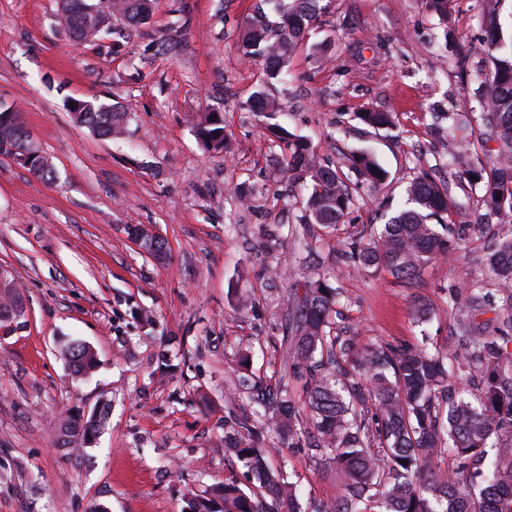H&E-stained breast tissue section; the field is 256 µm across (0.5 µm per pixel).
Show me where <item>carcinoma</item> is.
Masks as SVG:
<instances>
[{"instance_id":"cac0c4a2","label":"carcinoma","mask_w":512,"mask_h":512,"mask_svg":"<svg viewBox=\"0 0 512 512\" xmlns=\"http://www.w3.org/2000/svg\"><path fill=\"white\" fill-rule=\"evenodd\" d=\"M424 2L447 23L455 0ZM479 2L485 66L474 76L475 122L479 137L498 148L486 163L462 170L461 177L478 178L487 210L499 223L512 224V40L499 32L500 0ZM88 6L90 0H62L65 26L78 43L149 26L157 0H97L93 11ZM328 8L324 0H257L239 39L241 56L262 63L265 73L246 108L261 118L280 148L281 179L307 191L299 223L323 229L349 213L363 185L386 180L374 156L359 152L350 159L349 170L360 178L357 189H351L349 174L275 122L284 104L270 88L288 81L292 56ZM68 111L77 125L101 137L121 139L128 132V113L119 105L83 99ZM356 118L377 130L392 125L388 112H361ZM22 128L16 109L0 107V155L17 159L30 149L19 135ZM194 130L205 150L226 149L219 113L202 116ZM35 163L32 173L54 182L51 158L42 154ZM407 196L408 208L351 243V258L362 270H382L406 281L422 264L451 253L448 218L461 211V204L449 196L448 186L423 172L410 182ZM485 262L504 293L507 317L480 322L477 316L493 309L484 288L474 283L455 291L450 299L456 350L443 351L425 340L368 346L355 359L367 376L365 384L339 363L348 350L332 327L339 289L326 277L291 284L296 309L285 323L286 367L288 376L304 380V409L288 396H275L261 403L256 415L274 426L288 447L336 464V499L313 504L311 512H512V235L489 246ZM0 288V320L23 315L16 285L2 269ZM61 353L76 376L96 368V354L87 344L67 342ZM369 407L375 410L370 417L365 414ZM106 419L104 408L88 418L69 415L56 432L65 441L88 443ZM228 451L243 463L254 490L226 479L203 495L191 494L183 512H302L295 483L284 464H272L267 449L235 443ZM445 456L451 466L433 467Z\"/></svg>"}]
</instances>
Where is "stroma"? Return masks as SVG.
Returning a JSON list of instances; mask_svg holds the SVG:
<instances>
[{"label": "stroma", "mask_w": 512, "mask_h": 512, "mask_svg": "<svg viewBox=\"0 0 512 512\" xmlns=\"http://www.w3.org/2000/svg\"><path fill=\"white\" fill-rule=\"evenodd\" d=\"M255 3L159 0L150 27L78 45L59 0H0V106L19 110L57 169L48 184L0 156V270L24 308L0 331V512H182L189 492L245 482L227 450L235 440L286 458L301 504L334 499L333 465L255 422L236 372L245 351L250 381L267 393L287 384L291 279L331 275L341 289L336 332L354 348L425 333L454 345L449 292L482 279L491 240L479 227L497 221L482 189L448 165L449 124L471 130L459 104L472 88L456 61L473 68L482 58L478 0H458L450 42L423 0H332L293 56L287 83L273 89L286 105L281 124L320 148L334 134L336 161L366 150L388 174L314 241L321 261L307 266L295 263L293 243L270 247L282 227L302 234L303 191L285 188L270 137L243 108L262 79L238 51ZM71 97L127 106L125 139L74 124ZM211 110L224 116L228 151L204 150L195 136ZM367 110L392 113L393 128L362 124ZM423 171L463 203L450 217L464 227L463 245L409 281L361 270L341 244L384 223ZM241 183L255 189L244 205L234 194ZM130 224L165 239L166 262L138 249ZM417 300L430 310L423 327L410 314ZM65 340L97 354L85 381L72 380L59 355ZM169 344L183 358L165 373L157 354ZM104 404L109 418L92 443H58L61 412L87 416Z\"/></svg>", "instance_id": "35a3bbf8"}]
</instances>
